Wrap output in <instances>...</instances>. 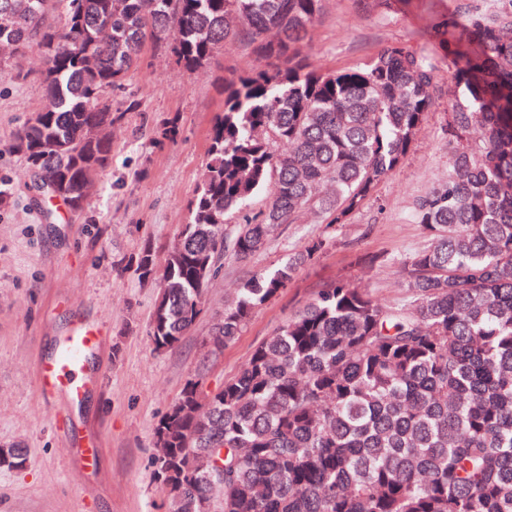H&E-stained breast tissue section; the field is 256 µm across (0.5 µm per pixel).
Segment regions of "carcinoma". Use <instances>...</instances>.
Listing matches in <instances>:
<instances>
[{
    "label": "carcinoma",
    "mask_w": 512,
    "mask_h": 512,
    "mask_svg": "<svg viewBox=\"0 0 512 512\" xmlns=\"http://www.w3.org/2000/svg\"><path fill=\"white\" fill-rule=\"evenodd\" d=\"M322 2L0 0V48L42 49L48 100L12 148L76 213L124 117L104 94L147 41L170 42L189 71L236 38L279 62L227 86L178 244L130 261L139 279L162 280L148 331L158 351L196 325L225 254L250 258L306 207L345 223L434 107V66L401 47L343 70L305 63L298 45ZM462 28L465 43L441 40L457 89L447 132L459 149L414 204L431 243L401 262V295L383 302L329 283L208 403L198 376L187 379L155 430L170 512H512V11L470 14ZM268 186L265 210L228 227ZM321 246L241 282L207 354ZM24 463L22 449L0 448V464Z\"/></svg>",
    "instance_id": "1"
}]
</instances>
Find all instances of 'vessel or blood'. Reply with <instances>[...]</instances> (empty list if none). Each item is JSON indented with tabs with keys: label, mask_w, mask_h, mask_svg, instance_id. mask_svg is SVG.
<instances>
[{
	"label": "vessel or blood",
	"mask_w": 512,
	"mask_h": 512,
	"mask_svg": "<svg viewBox=\"0 0 512 512\" xmlns=\"http://www.w3.org/2000/svg\"><path fill=\"white\" fill-rule=\"evenodd\" d=\"M102 334L99 329L77 322L58 337L54 351L38 371V389L50 400L80 402L92 382L90 361Z\"/></svg>",
	"instance_id": "vessel-or-blood-1"
}]
</instances>
